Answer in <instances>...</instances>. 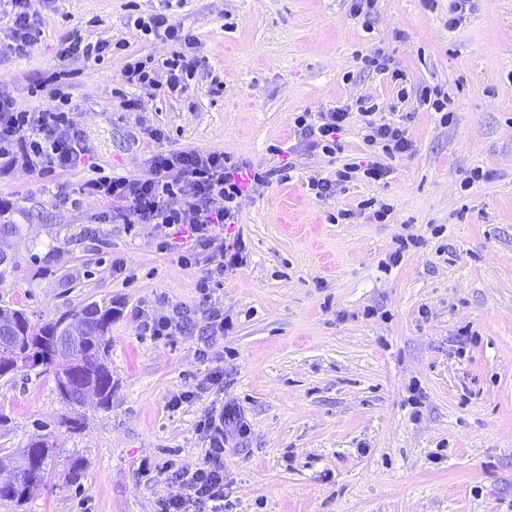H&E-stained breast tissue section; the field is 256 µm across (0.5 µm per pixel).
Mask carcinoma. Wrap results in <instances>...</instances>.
I'll use <instances>...</instances> for the list:
<instances>
[{
	"label": "carcinoma",
	"instance_id": "1",
	"mask_svg": "<svg viewBox=\"0 0 512 512\" xmlns=\"http://www.w3.org/2000/svg\"><path fill=\"white\" fill-rule=\"evenodd\" d=\"M15 316L19 334L0 329V376L15 375L33 366L42 365L53 374L55 390L62 403L70 408L66 425L77 430L82 425V409L87 401L86 390L95 392L98 407L106 409L112 401V368L107 338L112 318L110 307L92 302L74 314L63 315L43 325L33 323L24 309H9ZM81 318L90 324L88 336L74 349L54 350L53 341L62 322ZM48 434L29 439L20 450L21 458L31 460V468L13 465L10 453L0 456V500L19 503L27 500L43 482L46 465L53 453Z\"/></svg>",
	"mask_w": 512,
	"mask_h": 512
}]
</instances>
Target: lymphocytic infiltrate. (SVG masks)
Instances as JSON below:
<instances>
[{
  "label": "lymphocytic infiltrate",
  "instance_id": "1",
  "mask_svg": "<svg viewBox=\"0 0 512 512\" xmlns=\"http://www.w3.org/2000/svg\"><path fill=\"white\" fill-rule=\"evenodd\" d=\"M136 26L145 33L177 44L178 49L163 63L162 70L145 63L129 65L124 75L128 84L146 91L180 95L187 91L188 80L198 64L187 55L193 47V35L171 23L162 13L140 17ZM365 118L364 142L373 154L364 163H346L337 169L335 179L313 177L307 188L316 199L335 193L355 177L377 183L388 174L383 157L406 154L412 148L405 129L398 124L376 119V105L360 99L355 109L336 108L318 113L316 120L299 116L297 127L311 148L328 155L340 149V136L351 112ZM23 145L31 166L42 172L66 171L80 165L88 153L85 135L64 110L26 112L14 101L0 97V157L12 154ZM152 174L138 179L124 175L101 176L88 181L91 193L107 202L104 220L119 224H149L159 234L180 227L185 240L179 243V261L192 266L208 261L196 283L200 308L196 311L165 305L143 321L142 329L155 339H169L196 332L203 346L222 336L228 323L224 308L213 300L211 288L225 272L245 262L243 239H226L224 225L235 223L239 201L244 196L239 178L247 174L231 155L215 151H159L150 159ZM198 429L208 447L202 464L175 469L171 477L179 487L177 494L162 500L159 512H224V451L243 439L249 427L240 410L231 404L221 410L207 411Z\"/></svg>",
  "mask_w": 512,
  "mask_h": 512
}]
</instances>
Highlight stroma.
<instances>
[{
    "instance_id": "35a3bbf8",
    "label": "stroma",
    "mask_w": 512,
    "mask_h": 512,
    "mask_svg": "<svg viewBox=\"0 0 512 512\" xmlns=\"http://www.w3.org/2000/svg\"><path fill=\"white\" fill-rule=\"evenodd\" d=\"M449 3L376 0L363 20L350 0H174L199 64L167 96L123 77L174 49L132 22L159 0H31L40 32L25 55L0 56V93L31 112L65 95L102 174L148 177L161 148L223 151L270 178L231 227L247 259L214 290L231 327L204 361L194 336L140 330L160 302L198 306L200 267L151 225L99 222L88 171L0 159V207L19 226L0 306L39 324L91 302L119 310L112 403L87 405L81 430L44 367L0 379V448L57 443L44 485L0 512H157L176 491L163 465L201 463L197 423L229 403L250 433L224 452V512H512V0H474L453 29ZM75 36L122 48L98 64L63 55ZM374 54L403 71L408 98L364 68ZM425 88L447 93L452 121L420 103ZM129 96L140 111H122ZM360 97L406 126L412 150L387 159L386 182L315 199L309 178L363 153V119L350 115L334 156L309 149L294 119ZM476 168L486 179L463 188ZM370 198L391 205L385 223L361 209ZM341 210L352 218L333 222ZM216 367L223 389L169 409Z\"/></svg>"
}]
</instances>
